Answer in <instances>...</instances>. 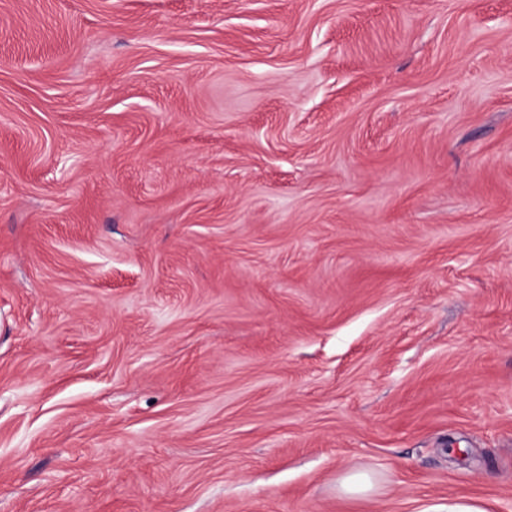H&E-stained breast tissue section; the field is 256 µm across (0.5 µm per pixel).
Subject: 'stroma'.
<instances>
[{"label": "stroma", "instance_id": "35a3bbf8", "mask_svg": "<svg viewBox=\"0 0 512 512\" xmlns=\"http://www.w3.org/2000/svg\"><path fill=\"white\" fill-rule=\"evenodd\" d=\"M457 503L512 512V0H0V512Z\"/></svg>", "mask_w": 512, "mask_h": 512}]
</instances>
